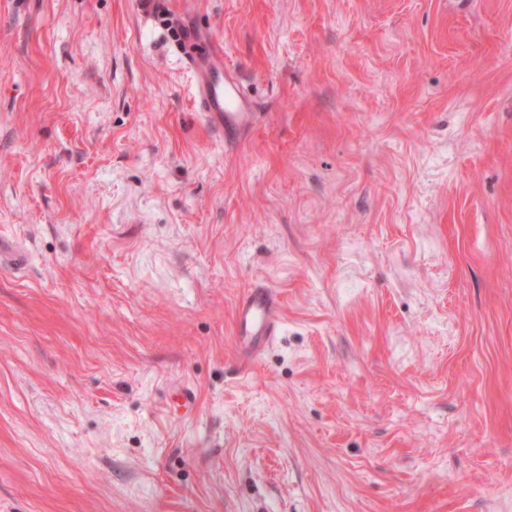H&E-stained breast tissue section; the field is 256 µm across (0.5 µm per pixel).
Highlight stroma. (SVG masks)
<instances>
[{
    "instance_id": "stroma-1",
    "label": "stroma",
    "mask_w": 512,
    "mask_h": 512,
    "mask_svg": "<svg viewBox=\"0 0 512 512\" xmlns=\"http://www.w3.org/2000/svg\"><path fill=\"white\" fill-rule=\"evenodd\" d=\"M161 2L236 147L152 0H0V512H512V0ZM181 46L196 111L225 148L236 146L255 127L258 112L236 74L224 68V49L204 31L186 26ZM282 326L277 291L264 281L254 282L235 306L233 333L244 354L255 359L279 335Z\"/></svg>"
}]
</instances>
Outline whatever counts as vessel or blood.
I'll return each mask as SVG.
<instances>
[{
    "instance_id": "vessel-or-blood-1",
    "label": "vessel or blood",
    "mask_w": 512,
    "mask_h": 512,
    "mask_svg": "<svg viewBox=\"0 0 512 512\" xmlns=\"http://www.w3.org/2000/svg\"><path fill=\"white\" fill-rule=\"evenodd\" d=\"M182 59L192 76L195 108L204 123L224 142L236 146L256 125L258 114L236 74L224 66V51L202 30L185 28ZM282 326L277 291L254 282L235 306L233 333L240 350L258 357L278 336Z\"/></svg>"
}]
</instances>
